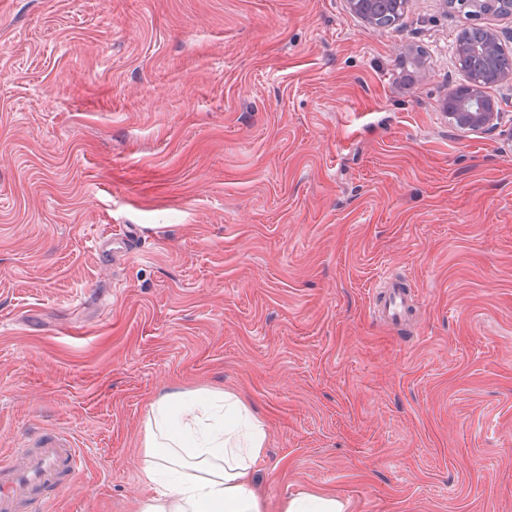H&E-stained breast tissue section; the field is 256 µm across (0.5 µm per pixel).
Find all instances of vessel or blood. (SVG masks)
I'll return each instance as SVG.
<instances>
[{
  "label": "vessel or blood",
  "mask_w": 512,
  "mask_h": 512,
  "mask_svg": "<svg viewBox=\"0 0 512 512\" xmlns=\"http://www.w3.org/2000/svg\"><path fill=\"white\" fill-rule=\"evenodd\" d=\"M131 225L118 233L91 231L90 241L100 262H107L111 238H128ZM415 309L414 292L400 278L383 279L375 291L374 312L392 325L404 324ZM86 468V457L75 437L61 428H45L20 438L0 453V512H47L61 491L72 487Z\"/></svg>",
  "instance_id": "vessel-or-blood-1"
}]
</instances>
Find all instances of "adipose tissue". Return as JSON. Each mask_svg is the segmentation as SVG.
<instances>
[{
  "instance_id": "adipose-tissue-1",
  "label": "adipose tissue",
  "mask_w": 512,
  "mask_h": 512,
  "mask_svg": "<svg viewBox=\"0 0 512 512\" xmlns=\"http://www.w3.org/2000/svg\"><path fill=\"white\" fill-rule=\"evenodd\" d=\"M267 435L251 409L221 388L168 391L145 414L142 471L164 487L137 512H261L256 465Z\"/></svg>"
}]
</instances>
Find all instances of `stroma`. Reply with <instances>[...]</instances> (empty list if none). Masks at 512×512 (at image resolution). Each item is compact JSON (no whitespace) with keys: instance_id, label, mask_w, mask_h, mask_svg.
<instances>
[{"instance_id":"35a3bbf8","label":"stroma","mask_w":512,"mask_h":512,"mask_svg":"<svg viewBox=\"0 0 512 512\" xmlns=\"http://www.w3.org/2000/svg\"><path fill=\"white\" fill-rule=\"evenodd\" d=\"M474 23L512 52L444 0H0V450L76 436L55 512H135L150 402L206 387L264 423V512H512V83L490 131L442 107ZM368 12L372 18V25L384 29L399 21L401 12L398 9L397 1L400 0H369ZM131 233H133L132 226L125 224L119 229L118 232L113 233L112 231L92 230L88 234V237L90 238L94 252L99 256L100 262L105 264L111 257L109 254L104 253L109 251L106 249V247L109 245L112 236L113 238L127 239ZM376 288L374 313L394 326L404 324L415 310L412 288L403 279L391 275ZM282 512H348L346 501L327 493L300 491L289 496L281 506Z\"/></svg>"}]
</instances>
